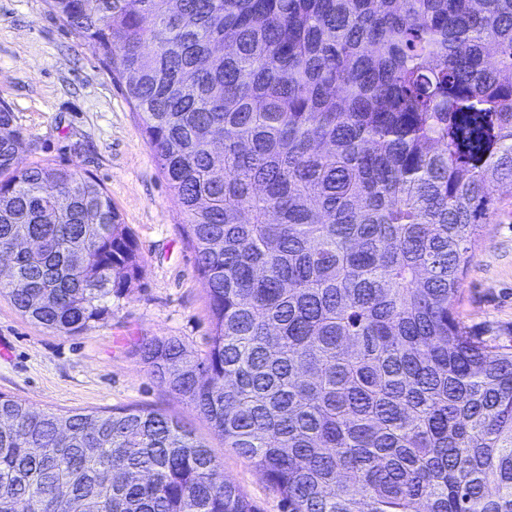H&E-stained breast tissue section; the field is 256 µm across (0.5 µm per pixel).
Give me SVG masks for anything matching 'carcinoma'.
Wrapping results in <instances>:
<instances>
[{"label":"carcinoma","instance_id":"carcinoma-1","mask_svg":"<svg viewBox=\"0 0 512 512\" xmlns=\"http://www.w3.org/2000/svg\"><path fill=\"white\" fill-rule=\"evenodd\" d=\"M94 45L186 216L212 333L151 374L288 512H512V348L456 306L512 206V0H47ZM0 106V295L112 316L137 243L88 173L21 168ZM0 512H259L154 409L0 392Z\"/></svg>","mask_w":512,"mask_h":512}]
</instances>
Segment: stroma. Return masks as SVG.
I'll list each match as a JSON object with an SVG mask.
<instances>
[{"label":"stroma","instance_id":"stroma-1","mask_svg":"<svg viewBox=\"0 0 512 512\" xmlns=\"http://www.w3.org/2000/svg\"><path fill=\"white\" fill-rule=\"evenodd\" d=\"M27 145L21 166L78 167L107 191L142 259L138 287L113 298L112 316L76 336L53 332L0 296V392L37 410L103 411L138 406L166 412L190 428L226 478L260 512L283 503L247 460L187 401L161 385L141 361L143 339H180L196 357L208 348L206 285L176 205L142 131L92 44L64 27L46 0H0V104ZM471 333L512 346V217L487 225L457 307Z\"/></svg>","mask_w":512,"mask_h":512}]
</instances>
